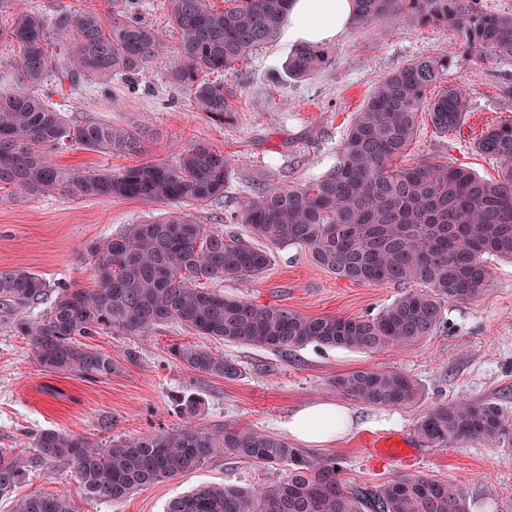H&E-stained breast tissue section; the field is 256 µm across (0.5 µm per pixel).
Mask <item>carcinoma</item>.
Wrapping results in <instances>:
<instances>
[{
	"instance_id": "1",
	"label": "carcinoma",
	"mask_w": 512,
	"mask_h": 512,
	"mask_svg": "<svg viewBox=\"0 0 512 512\" xmlns=\"http://www.w3.org/2000/svg\"><path fill=\"white\" fill-rule=\"evenodd\" d=\"M292 0H168L178 32L170 83L190 92L214 122L230 111L222 74L277 37ZM478 0H355L354 25L402 19L443 23L461 32L471 59H512V15L487 13ZM19 48L20 86L0 92V185L35 195L58 191L86 197L118 196L148 203L203 205L224 198L230 164L204 144L190 147L176 165L143 162L113 176L66 168L51 152L78 146L139 155L133 133L97 120L73 121L52 100L65 85L108 83L145 73L164 52L152 26L120 10L14 14L0 41ZM318 45L300 44L288 73L304 77L327 63ZM448 60L421 57L386 73L347 129L333 169L320 179L277 185L228 206L229 223L243 224L251 241L168 212L133 224L128 232L89 248L91 288L62 287L49 298L46 282L26 270L0 272V317L12 318L45 371L98 379L112 375V358L78 341L100 329L143 337L162 322H178L199 336L288 354L310 344L372 351L407 348L431 335L445 305L483 295L490 282L488 255L512 259V120L486 129L476 150L500 164L498 180L430 159L396 166L416 135L422 115L440 133L457 131L470 111L462 84L441 88ZM214 79H209V76ZM54 90H45L47 85ZM305 249L323 269L373 285L413 284L366 318L309 316L284 307L224 296L207 288L226 278L258 277L270 249ZM50 300L49 311L25 310ZM173 359L196 374L234 379L231 360L198 345H176ZM336 391L372 407L415 403L417 384L387 369H356L333 381ZM416 432L429 448L479 441L512 448V415L482 400L449 401L429 409ZM30 458L0 450V495L32 469L63 462L87 500L119 502L203 466L215 454L287 468L286 478L257 489L200 486L170 500L165 512H468L461 488L428 474L399 475L377 487H353L334 457L315 456L261 431L226 426L156 431L102 448L55 429L32 436ZM12 512H76L64 495L32 493Z\"/></svg>"
}]
</instances>
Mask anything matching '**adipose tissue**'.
<instances>
[{"instance_id":"adipose-tissue-1","label":"adipose tissue","mask_w":512,"mask_h":512,"mask_svg":"<svg viewBox=\"0 0 512 512\" xmlns=\"http://www.w3.org/2000/svg\"><path fill=\"white\" fill-rule=\"evenodd\" d=\"M353 12L354 0H292L281 38L293 45L336 43L349 30ZM283 428L298 441L330 444L352 430L353 418L344 405L323 402L297 411Z\"/></svg>"}]
</instances>
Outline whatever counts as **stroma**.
<instances>
[{"label": "stroma", "instance_id": "1", "mask_svg": "<svg viewBox=\"0 0 512 512\" xmlns=\"http://www.w3.org/2000/svg\"><path fill=\"white\" fill-rule=\"evenodd\" d=\"M107 0H0V26L15 12L46 14L74 9L106 10ZM131 10L156 28L167 54L145 74L128 82L84 83L69 92L62 107L72 120L95 118L126 128L144 141L147 160L178 163L186 149L207 144L231 165L227 197H250L279 184L303 183L327 174L348 126L378 79L421 56L448 60L444 82L464 84L471 100L461 128L445 135L420 120L403 157L414 164L437 159L464 165L486 179H497L499 164L479 154L474 144L488 125L512 120V59L469 60L464 36L443 25L407 21L350 28L327 45V64L302 78L288 76L290 47L273 41L224 76L232 108L223 123L196 110L189 93L171 84L168 65L178 41L168 23L166 0H134ZM64 167L120 174L136 158L86 149L55 153ZM163 204L123 197L70 199L60 193L24 196L13 186L0 189V272L24 269L38 274L50 289L93 285L90 244L151 221ZM486 293L475 300L448 303L442 325L419 343L375 352L309 346L280 356L247 344L196 335L177 322L156 327L148 338L102 331L86 344L108 354L110 377L84 379L49 373L36 361L29 342L0 320V448L31 457L30 434L56 429L90 438L106 447L112 441L158 430L224 426L250 427L278 437L300 408L339 402L355 423L350 434L321 447L338 459L346 482L375 487L395 476L426 473L461 485L469 512H512V452L469 441L453 448H428L418 438V420L435 404L451 400H491L512 412V260L491 257ZM224 295L307 315L359 317L379 311L400 296L396 285L348 281L316 266L296 246L272 249L265 273L257 279L228 278ZM199 345L233 360L232 380L198 375L172 359V345ZM378 367L414 379L420 397L404 408H375L331 388L337 375ZM200 400L196 415L181 402ZM405 438L407 459L368 454L370 438ZM287 476L286 468L215 456L201 468L136 490L119 502L86 500L68 465L56 463L30 473L15 491L0 495V512H11L16 497L31 492L69 497L76 512H163L171 498L206 484L258 487Z\"/></svg>", "mask_w": 512, "mask_h": 512}]
</instances>
